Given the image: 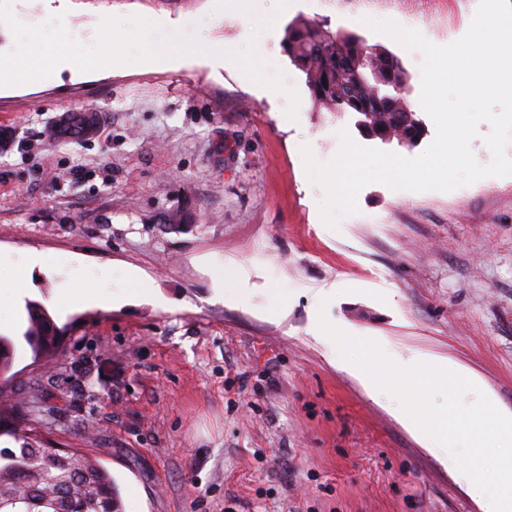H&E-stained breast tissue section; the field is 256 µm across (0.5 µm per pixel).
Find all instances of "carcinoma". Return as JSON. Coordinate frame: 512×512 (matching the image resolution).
Instances as JSON below:
<instances>
[{"label": "carcinoma", "mask_w": 512, "mask_h": 512, "mask_svg": "<svg viewBox=\"0 0 512 512\" xmlns=\"http://www.w3.org/2000/svg\"><path fill=\"white\" fill-rule=\"evenodd\" d=\"M321 23L297 22L286 38L289 58L306 74L314 100L336 111V96L319 90L324 70L336 65V38ZM406 127L422 137L424 127L414 112H374L372 119L386 131L396 133L406 117ZM22 336L34 358L51 356L59 348L69 326H58L43 305L28 301ZM16 346L0 336V373L11 370ZM4 401L0 394V436H11L18 447L0 448V512H123L120 489L112 474L100 464L77 452L64 451L26 436L19 420L5 427Z\"/></svg>", "instance_id": "carcinoma-1"}]
</instances>
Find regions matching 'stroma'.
Returning a JSON list of instances; mask_svg holds the SVG:
<instances>
[{
    "instance_id": "obj_1",
    "label": "stroma",
    "mask_w": 512,
    "mask_h": 512,
    "mask_svg": "<svg viewBox=\"0 0 512 512\" xmlns=\"http://www.w3.org/2000/svg\"><path fill=\"white\" fill-rule=\"evenodd\" d=\"M70 4L59 30L42 0H0V288L38 258L26 301L76 324L58 357L37 361L24 304L0 318L29 435L97 459L138 512H482L452 455L311 330L323 314L388 355L446 358L512 411V178L451 192L372 183L331 228L301 154L331 160L343 129L422 153L435 137L422 55L357 21H403L446 45L478 0ZM296 21L401 60L424 127L415 147L365 137L355 114L315 102L284 46ZM60 36L120 64L13 79L18 51L48 53ZM209 53L226 64L201 63ZM80 110L102 113L95 136L49 137ZM177 211L185 222L169 223ZM231 261L250 287L242 302L214 295ZM138 279L154 299L132 295ZM70 292L110 302L62 307Z\"/></svg>"
}]
</instances>
